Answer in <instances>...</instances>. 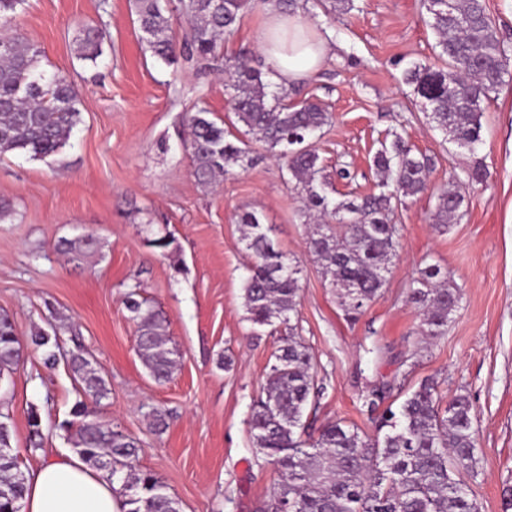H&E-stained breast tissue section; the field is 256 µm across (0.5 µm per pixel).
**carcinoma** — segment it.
I'll use <instances>...</instances> for the list:
<instances>
[{"label":"carcinoma","mask_w":512,"mask_h":512,"mask_svg":"<svg viewBox=\"0 0 512 512\" xmlns=\"http://www.w3.org/2000/svg\"><path fill=\"white\" fill-rule=\"evenodd\" d=\"M164 0H136L141 39L153 57L175 64L178 56L205 57L218 39L231 33L252 0H189L190 23L182 47L170 35ZM425 22L436 36L445 66L415 65L405 81L430 106L429 119L446 139L475 155L483 144L482 104L512 79L507 49L484 0H422ZM102 33L83 31L77 40L80 60L97 63ZM41 48L20 33L0 37V155L21 152L31 159L60 153L81 122L79 96L63 76H46ZM229 100L245 133L265 143L296 181L307 215L317 214L309 249L322 274L336 290L352 320L375 301L399 248V229L391 214L398 203L427 189L431 161L416 155L397 134L375 152L372 166L381 190L363 198L337 201L321 180L323 167L310 139L322 134L328 113L318 103L288 104L269 90L263 73L244 62L235 65L226 84ZM193 174L209 185L248 157L244 140L231 141L224 127L199 109L188 116ZM465 196L456 188L437 195L434 224H452L463 211ZM242 241L253 259L242 288L247 320L274 334L280 326L266 383L251 404L248 424L253 443L281 472L278 487L263 512H481L470 484L479 475V456L469 396L458 393L443 403L438 383L425 379L405 394L398 412L381 415L382 435L368 436L342 421L324 426L318 436L302 437L304 411L319 394L317 368L302 337L291 326L301 292L300 262L274 244L252 212L239 216ZM96 237L62 239L57 250L75 261L98 250ZM461 298L440 266L429 264L410 284L408 300L420 315V334L433 342L446 334ZM126 309L137 326V352L158 383L173 378L181 351L171 340L159 312L131 290ZM58 333L39 330L30 336L44 365L63 359L79 395L72 419L59 424L73 452L120 483L122 512H182V503L153 473L137 465L138 441L112 426L89 403L109 394L102 369L82 346L58 351ZM24 358L14 321L0 312V377L13 373ZM385 391L371 389L361 407L377 411ZM30 447L41 448V417L28 413ZM10 415L0 413V512H19L25 474L12 444Z\"/></svg>","instance_id":"carcinoma-1"}]
</instances>
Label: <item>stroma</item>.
Listing matches in <instances>:
<instances>
[{"mask_svg":"<svg viewBox=\"0 0 512 512\" xmlns=\"http://www.w3.org/2000/svg\"><path fill=\"white\" fill-rule=\"evenodd\" d=\"M269 2L255 0L214 54L169 66L142 41L132 0H26L6 31L38 44L47 74L75 83L82 121L60 155L0 156V198L13 205L0 222V312L20 336L52 321L63 349L82 345L111 389L99 412L137 439L139 467L164 482L183 512H258L278 473L248 426L276 349L242 307L252 258L238 217L256 213L278 247L302 262L292 323L317 363L321 390L306 409V432L341 420L376 434L380 416L360 401L373 387L385 389L383 405L394 410L428 377L445 398L466 390L482 458L472 487L481 512H502V490L512 486V81L484 103V144L469 156L431 127L429 105L402 80L412 64L439 63L421 0H354L343 15L326 14L319 0H292V14L332 46L287 93L289 102L311 99L330 115L314 146L336 195L378 192L372 157L388 134L433 162L429 190L394 211L400 247L381 296L351 320L308 249L295 183L264 143L252 142L243 165L211 187L192 173L189 113L204 108L232 135L244 130L225 81L240 59L269 69L260 48ZM88 26L105 35L94 64L75 52ZM477 157L489 174L483 185L466 180ZM451 185L465 196L463 215L432 223L436 196ZM87 233L100 241L101 257L71 263L56 250L59 239ZM165 234L166 250L148 246ZM429 264L447 270L461 291L446 336L430 345L408 301L411 279ZM133 289L166 316L182 352L166 383L149 377L137 353L124 305ZM0 392L22 469L41 453L28 449L30 409L42 418V451L69 450L59 424L77 393L65 363L45 368L40 353L27 350ZM155 409L168 424L161 434L149 424Z\"/></svg>","mask_w":512,"mask_h":512,"instance_id":"stroma-1","label":"stroma"}]
</instances>
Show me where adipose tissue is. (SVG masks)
<instances>
[{"mask_svg": "<svg viewBox=\"0 0 512 512\" xmlns=\"http://www.w3.org/2000/svg\"><path fill=\"white\" fill-rule=\"evenodd\" d=\"M261 49L276 72L275 80L290 86L317 70L330 51L300 18L270 5ZM122 502L110 477L95 471L78 454L64 451L44 458L26 474L20 512H121Z\"/></svg>", "mask_w": 512, "mask_h": 512, "instance_id": "1", "label": "adipose tissue"}]
</instances>
